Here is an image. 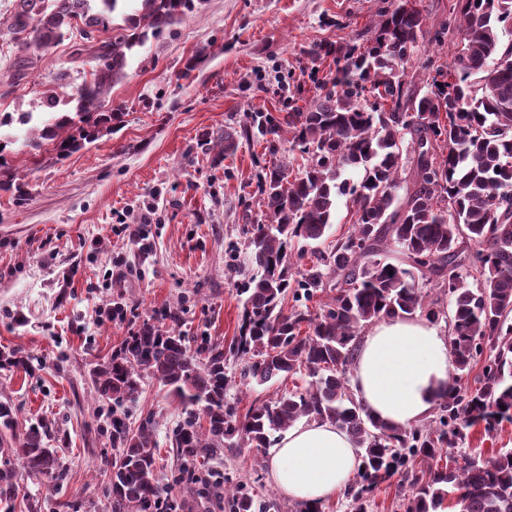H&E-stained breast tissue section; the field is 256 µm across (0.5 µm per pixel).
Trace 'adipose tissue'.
I'll return each mask as SVG.
<instances>
[{"label": "adipose tissue", "mask_w": 512, "mask_h": 512, "mask_svg": "<svg viewBox=\"0 0 512 512\" xmlns=\"http://www.w3.org/2000/svg\"><path fill=\"white\" fill-rule=\"evenodd\" d=\"M455 357L442 322L430 316L384 319L367 328L349 374L366 416L389 428L411 429L448 395ZM277 491L303 506L336 495L361 468L348 434L330 422L299 420L267 450Z\"/></svg>", "instance_id": "obj_1"}]
</instances>
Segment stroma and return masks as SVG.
<instances>
[{"label":"stroma","mask_w":512,"mask_h":512,"mask_svg":"<svg viewBox=\"0 0 512 512\" xmlns=\"http://www.w3.org/2000/svg\"><path fill=\"white\" fill-rule=\"evenodd\" d=\"M452 0H420L424 34L407 64L406 85L420 91L436 67H452L461 47ZM381 0H204L172 32L137 48L124 76L109 89L105 109L123 112L116 131L101 133L65 159L49 148L30 150L32 126L0 128L5 156L27 201L0 191V350L31 358L24 375L0 369V401L20 424L51 420L65 449L69 477L59 493L30 485L15 512H58L71 500L79 512H111L105 492L115 450L103 427L109 400H97L93 369L142 323L163 331L180 324L192 336L230 345L239 334V288L249 266L250 225L264 222L257 185L271 157L262 138L239 140L221 153L227 130L250 113L279 115L308 105L319 80L335 71L332 58L314 59L319 41L360 44L369 39ZM16 0H0V113H41L43 92L71 93L91 81L92 51L78 30L42 57L18 67L10 27ZM197 69L186 71L191 57ZM157 207L151 224L142 206ZM145 228L149 250L130 233ZM127 316L111 318L114 305ZM239 413L292 389V380L239 385ZM131 426L156 420L157 472L180 512H219L225 479L273 491L266 451L224 447L193 479L177 481L182 464L170 445L180 410L165 388L143 376ZM512 450V424L489 437L473 429L448 449L456 461Z\"/></svg>","instance_id":"stroma-1"}]
</instances>
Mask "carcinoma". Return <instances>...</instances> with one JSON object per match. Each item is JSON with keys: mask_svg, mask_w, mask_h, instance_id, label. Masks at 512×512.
I'll list each match as a JSON object with an SVG mask.
<instances>
[{"mask_svg": "<svg viewBox=\"0 0 512 512\" xmlns=\"http://www.w3.org/2000/svg\"><path fill=\"white\" fill-rule=\"evenodd\" d=\"M126 0H18L11 26L21 48L41 56L82 24L95 43L93 80L77 88L73 113L52 116L26 146L45 145L60 157L92 142L120 118L102 110L111 82L125 74L132 51L149 37L194 13L204 0H141L125 31L103 40L112 15ZM461 48L453 69L432 78L420 95L404 90L405 65L423 33V18L404 0L380 11L367 45L314 44L315 58L333 57L334 76L303 110L278 117L257 112L240 136L257 129L272 153L286 139L302 163L274 161L258 192L267 222L253 224L245 242L254 273L245 295L239 336L229 351L243 361L240 383L259 385L297 374L306 386L254 404L243 416L228 400L224 348L176 330L144 323L99 364L93 383L112 401L109 433L119 449L117 473L106 487L111 512H167L168 488L156 474L153 416L137 429L124 404L136 400L149 373L182 407L172 445L182 463L194 464L224 445L268 448L297 420L327 421L361 451L362 471L345 489L351 512H368L380 484L400 477L408 488L404 512H512V451L441 467L444 449L465 439L459 420L490 434L512 423V44L499 25L512 21V0H455ZM406 185L403 202L395 193ZM348 197L352 230L331 249H320L336 217V200ZM309 247L310 266L292 272L291 248ZM402 260L388 261L390 246ZM472 272L464 283L459 269ZM448 297L450 343L458 372L470 371L489 349L481 387L450 385L428 426L392 430L363 415L349 389L360 333L394 316L441 314L429 290ZM332 293L319 315L282 304ZM0 367L29 374V359L0 351ZM52 423L19 426L12 406L0 402V512H15L24 481L63 485L67 467L51 444ZM273 497L247 484L228 497V512H280Z\"/></svg>", "mask_w": 512, "mask_h": 512, "instance_id": "carcinoma-1", "label": "carcinoma"}]
</instances>
